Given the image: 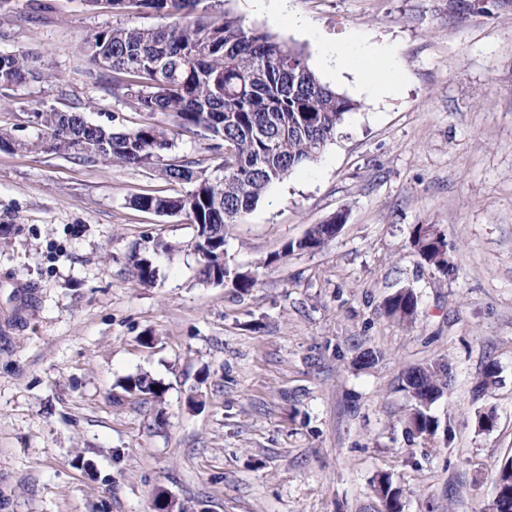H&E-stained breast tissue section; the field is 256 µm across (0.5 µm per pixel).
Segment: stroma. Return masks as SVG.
Returning <instances> with one entry per match:
<instances>
[{
  "label": "stroma",
  "instance_id": "stroma-1",
  "mask_svg": "<svg viewBox=\"0 0 512 512\" xmlns=\"http://www.w3.org/2000/svg\"><path fill=\"white\" fill-rule=\"evenodd\" d=\"M303 50L356 104L317 160L272 185L225 231L249 292L203 281L185 215L137 209L176 186L148 168L0 151V311L34 288L0 340V512H152L157 490L197 512H383L378 475L404 512H486L512 459V0H208ZM301 25H293V18ZM171 17L84 0H5L0 53L23 51L57 84L0 89V126L34 139L42 108L117 131L170 126L93 81L83 50L112 28ZM386 48L391 97L329 71L323 47ZM343 214L336 238L270 255ZM443 235L453 272L429 267L416 225ZM153 282L128 258L151 240ZM414 292L405 323L384 301ZM379 353L374 364L359 359ZM436 360L452 382L433 439L410 435L405 372ZM496 363L498 381L480 382ZM146 372L162 400L122 394ZM492 430L478 427L485 412Z\"/></svg>",
  "mask_w": 512,
  "mask_h": 512
}]
</instances>
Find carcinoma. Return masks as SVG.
<instances>
[{"label":"carcinoma","instance_id":"carcinoma-1","mask_svg":"<svg viewBox=\"0 0 512 512\" xmlns=\"http://www.w3.org/2000/svg\"><path fill=\"white\" fill-rule=\"evenodd\" d=\"M114 8H141L168 15L174 22L162 29L112 27L86 40L92 64L89 76L99 81L111 71L116 92L132 99L142 112L172 117L167 128L145 125L115 131L93 124L80 111L56 109L36 112L41 136L30 141L0 129V150L58 153L89 162L126 168L147 167L169 182L185 186L175 195L140 194L134 206L157 214L182 213L201 225L194 250L200 274L209 281L215 273L239 292L253 288V273L225 272L224 231L237 224L266 190L284 181L296 168L315 161L332 139L345 115L356 104L320 83L299 49L275 36L246 26L228 12L222 21L207 15V0H107ZM53 83L57 76L34 68L24 53L0 55V87L27 81ZM209 129L210 149L221 162L195 178L198 163L169 158L181 132L200 126ZM336 221L314 224L307 234L285 243L269 263L297 250H315L335 238ZM412 245L424 262L444 274L451 262L444 239H436L419 225ZM132 276L142 284L155 277L150 258L129 256ZM389 315L414 319L418 300L400 291L385 301ZM450 366L434 362L409 369L404 390L414 404L406 423L413 434L429 439L439 428L431 406L450 381ZM128 395L162 398L163 384L147 373L116 383Z\"/></svg>","mask_w":512,"mask_h":512}]
</instances>
